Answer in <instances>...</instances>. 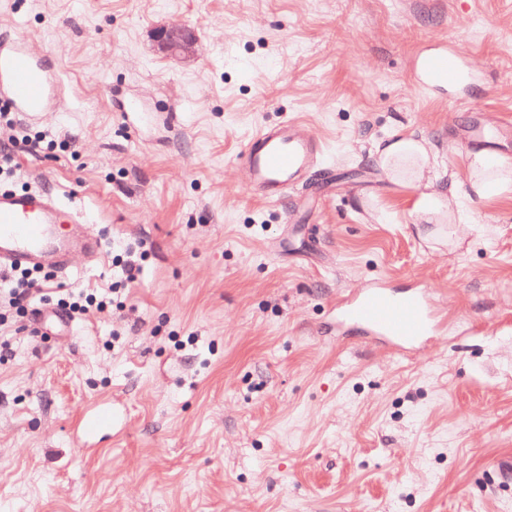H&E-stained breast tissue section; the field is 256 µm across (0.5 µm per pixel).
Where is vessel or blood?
<instances>
[{"label": "vessel or blood", "instance_id": "b4317fda", "mask_svg": "<svg viewBox=\"0 0 512 512\" xmlns=\"http://www.w3.org/2000/svg\"><path fill=\"white\" fill-rule=\"evenodd\" d=\"M417 74L422 87H462L471 72L462 59L447 51L421 55ZM0 94L11 100L16 111L36 119L61 108V80L47 71L40 58L16 36H0ZM322 140L305 123L288 119L274 126L259 127L248 139L239 162L250 191L269 203L280 202L289 188L304 182L308 171L324 155ZM75 215L59 201L38 190L0 193V269L41 266L56 254L54 266L69 272L64 251L54 248V227L75 222ZM437 310L424 288L395 290L377 282L359 289L336 306L339 326L359 330L364 338L386 342L402 352H411L437 332ZM112 406L95 404L81 421L84 437L95 436L112 425Z\"/></svg>", "mask_w": 512, "mask_h": 512}]
</instances>
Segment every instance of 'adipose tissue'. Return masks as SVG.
<instances>
[{"label":"adipose tissue","mask_w":512,"mask_h":512,"mask_svg":"<svg viewBox=\"0 0 512 512\" xmlns=\"http://www.w3.org/2000/svg\"><path fill=\"white\" fill-rule=\"evenodd\" d=\"M375 155L389 181L419 190L415 209L423 218L453 211L457 183L445 179L438 168V153L428 141L400 132L377 143ZM468 171V198L481 200L512 192V167L485 153L470 155Z\"/></svg>","instance_id":"ef3b65f1"}]
</instances>
